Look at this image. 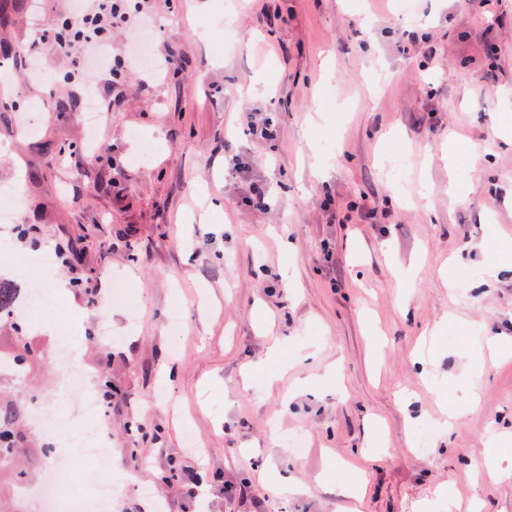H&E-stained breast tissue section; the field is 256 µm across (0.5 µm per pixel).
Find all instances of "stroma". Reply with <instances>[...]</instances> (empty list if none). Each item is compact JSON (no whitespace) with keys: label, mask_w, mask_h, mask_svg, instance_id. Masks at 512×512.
Returning a JSON list of instances; mask_svg holds the SVG:
<instances>
[{"label":"stroma","mask_w":512,"mask_h":512,"mask_svg":"<svg viewBox=\"0 0 512 512\" xmlns=\"http://www.w3.org/2000/svg\"><path fill=\"white\" fill-rule=\"evenodd\" d=\"M131 3L161 17L150 56L174 55L175 75L144 76L119 29L106 47L122 77L68 80L72 57L32 52L30 32L72 0L0 24L17 53L0 80V188L21 186L26 250L78 253L26 284L61 290L76 363L117 389L116 512H512V480L475 468L512 427V355L472 354L512 339V257L495 253L512 241V0ZM248 115L274 138L244 133ZM95 133L108 157L91 158ZM253 185L267 208L246 204ZM112 279L123 302L82 289ZM32 334L45 354L31 384L56 399L53 334ZM475 364L481 401L446 428ZM193 483L203 503L183 501Z\"/></svg>","instance_id":"35a3bbf8"}]
</instances>
